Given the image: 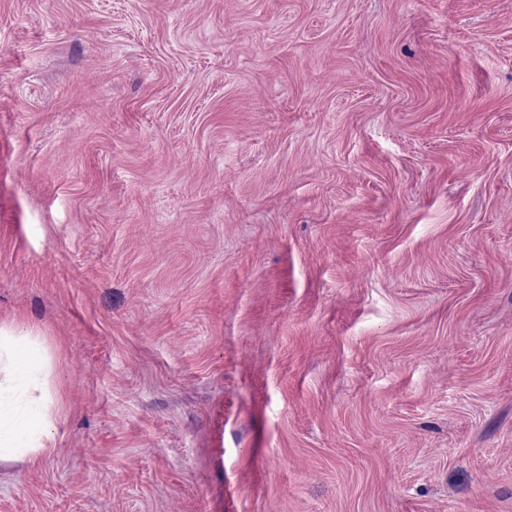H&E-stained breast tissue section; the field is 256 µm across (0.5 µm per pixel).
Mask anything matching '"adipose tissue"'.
<instances>
[{
  "mask_svg": "<svg viewBox=\"0 0 512 512\" xmlns=\"http://www.w3.org/2000/svg\"><path fill=\"white\" fill-rule=\"evenodd\" d=\"M53 370L38 327L0 323V464L33 462L54 448Z\"/></svg>",
  "mask_w": 512,
  "mask_h": 512,
  "instance_id": "ef3b65f1",
  "label": "adipose tissue"
}]
</instances>
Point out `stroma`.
<instances>
[{"label":"stroma","mask_w":512,"mask_h":512,"mask_svg":"<svg viewBox=\"0 0 512 512\" xmlns=\"http://www.w3.org/2000/svg\"><path fill=\"white\" fill-rule=\"evenodd\" d=\"M14 320L0 512H512V0H0ZM54 363L38 327L0 323V464L34 462L55 447Z\"/></svg>","instance_id":"1"}]
</instances>
